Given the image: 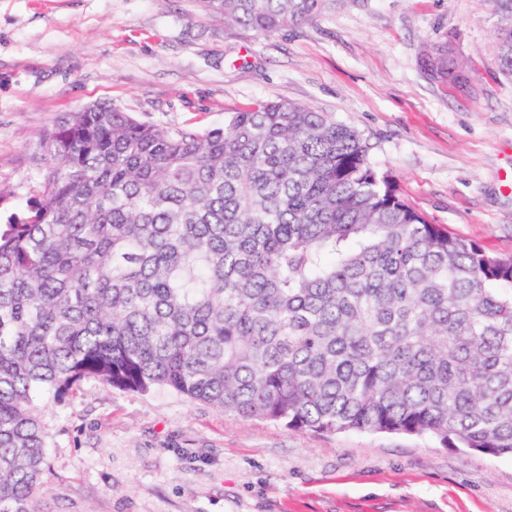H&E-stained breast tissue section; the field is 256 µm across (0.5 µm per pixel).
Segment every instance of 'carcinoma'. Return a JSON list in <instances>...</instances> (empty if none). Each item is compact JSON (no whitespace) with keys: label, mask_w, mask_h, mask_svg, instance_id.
I'll return each instance as SVG.
<instances>
[{"label":"carcinoma","mask_w":512,"mask_h":512,"mask_svg":"<svg viewBox=\"0 0 512 512\" xmlns=\"http://www.w3.org/2000/svg\"><path fill=\"white\" fill-rule=\"evenodd\" d=\"M198 2L271 37L346 0ZM420 66L465 79L448 43ZM43 146L40 199L0 224V512H43L46 408L87 381L512 456V255L410 206L355 128L285 100L205 130L92 104Z\"/></svg>","instance_id":"carcinoma-1"}]
</instances>
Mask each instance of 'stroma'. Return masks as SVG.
<instances>
[{
    "label": "stroma",
    "mask_w": 512,
    "mask_h": 512,
    "mask_svg": "<svg viewBox=\"0 0 512 512\" xmlns=\"http://www.w3.org/2000/svg\"><path fill=\"white\" fill-rule=\"evenodd\" d=\"M490 0H345L270 37L197 0H0V224L40 196L42 135L109 102L213 128L258 100L329 113L435 224L512 255V78ZM452 42L468 81L426 76ZM45 512H512V457L427 437L321 434L174 392L84 384L49 406Z\"/></svg>",
    "instance_id": "35a3bbf8"
}]
</instances>
